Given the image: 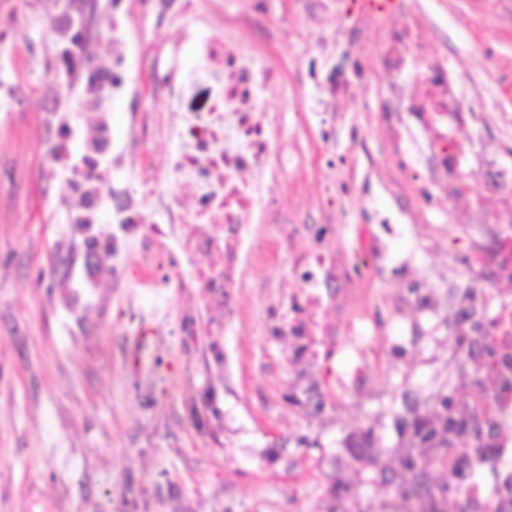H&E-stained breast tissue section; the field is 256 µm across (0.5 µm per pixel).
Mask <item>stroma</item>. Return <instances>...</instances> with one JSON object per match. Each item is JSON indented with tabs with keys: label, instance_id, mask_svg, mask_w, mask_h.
Segmentation results:
<instances>
[{
	"label": "stroma",
	"instance_id": "35a3bbf8",
	"mask_svg": "<svg viewBox=\"0 0 512 512\" xmlns=\"http://www.w3.org/2000/svg\"><path fill=\"white\" fill-rule=\"evenodd\" d=\"M96 0L88 48L121 80L103 110L115 147L132 135L145 143L142 163L164 172L179 140L168 112H216L230 73L272 68L269 89L253 102L278 112L306 175L278 196L282 212L301 207L318 218L322 182L336 184L332 222L347 244L380 225L398 268L370 276L379 295L358 323L362 352L329 348L318 363L288 375L289 341L262 333L276 269L245 289L235 322L195 293L170 290L169 332L140 337L123 319L124 289L104 271L96 300L110 320L70 309L59 270L74 231L65 216L78 206L63 196L44 208L46 189L31 179L44 168V114L68 113L82 132L90 102L44 78L55 53L44 0H0V27L15 31L0 46V512H325L327 489L347 480L358 512H386L392 487L409 474L395 466L387 484L371 482L348 445L364 431L397 445L394 414L403 404L426 410L461 394L468 372L452 359L448 318L462 291L454 260L494 227L482 219V180L512 175V0H395L387 23L417 20L422 53L459 73L457 90L472 116L460 145L477 177L458 195L473 210L432 201L404 169L423 173L419 137L406 136L401 166L385 152L382 128L393 103L375 69L378 44L354 0ZM157 29L158 39L143 28ZM357 59L369 81L358 96L332 103L328 77ZM417 269L435 295L427 317L401 310V290ZM223 324L220 336H186V319ZM374 373L364 392L346 388L357 364ZM320 378L324 408L298 418L303 388Z\"/></svg>",
	"mask_w": 512,
	"mask_h": 512
}]
</instances>
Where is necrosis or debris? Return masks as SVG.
Here are the masks:
<instances>
[{"label":"necrosis or debris","mask_w":512,"mask_h":512,"mask_svg":"<svg viewBox=\"0 0 512 512\" xmlns=\"http://www.w3.org/2000/svg\"><path fill=\"white\" fill-rule=\"evenodd\" d=\"M420 37L411 23L385 29L377 59L394 85L412 79L413 90L401 96L402 109L433 159L429 180L445 190L475 175L458 148L465 107L443 64L422 58ZM251 93L236 83L224 111L171 116L182 148L167 171L195 188L198 207L192 214L174 209L169 223L152 222L141 191L151 183L146 177L141 187L113 198L112 235L102 237L95 222V169L88 165L77 178L82 207L75 230L92 260L111 257L121 287L131 291L133 311L143 290L194 288L204 304L223 308L225 320H234L243 289L260 269L276 267L295 289L278 297L284 311L265 322L264 333L293 339L288 370L295 374L315 360L318 343L359 345L355 324L366 312L345 306L347 297L360 292L350 272L353 254L365 253L375 271L389 264L390 255L379 236L360 238L352 251L343 246L335 225L283 220L276 202L292 180L283 164L291 144L280 113L246 109ZM485 190L501 204L497 244L471 245L464 272L476 315L470 323L448 322L449 337L473 336L479 345L467 359V396L456 403L479 432L469 438L467 473L453 486L452 512H512V294L492 285L496 278L512 281V260L499 255L503 246L512 252V181L489 180ZM207 253L219 254V262L198 264V256Z\"/></svg>","instance_id":"obj_1"}]
</instances>
